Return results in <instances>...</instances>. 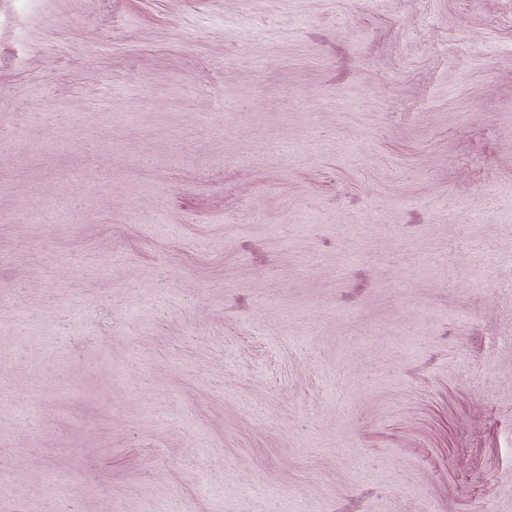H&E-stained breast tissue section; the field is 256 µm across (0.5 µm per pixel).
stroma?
<instances>
[{
    "label": "stroma",
    "instance_id": "obj_1",
    "mask_svg": "<svg viewBox=\"0 0 512 512\" xmlns=\"http://www.w3.org/2000/svg\"><path fill=\"white\" fill-rule=\"evenodd\" d=\"M510 284L512 0H0V512H512Z\"/></svg>",
    "mask_w": 512,
    "mask_h": 512
}]
</instances>
